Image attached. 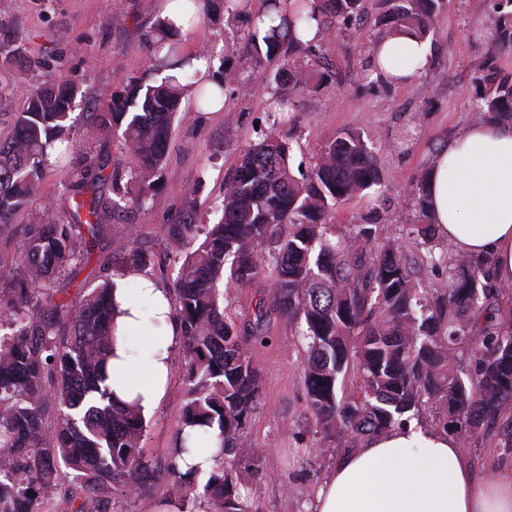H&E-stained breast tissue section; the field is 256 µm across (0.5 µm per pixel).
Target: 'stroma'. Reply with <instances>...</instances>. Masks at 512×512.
I'll list each match as a JSON object with an SVG mask.
<instances>
[{
  "mask_svg": "<svg viewBox=\"0 0 512 512\" xmlns=\"http://www.w3.org/2000/svg\"><path fill=\"white\" fill-rule=\"evenodd\" d=\"M376 3L366 0L358 31L324 35L319 54L330 72L328 81L278 125L265 110L268 69L248 60L242 25L222 16L195 24L183 50L211 51L215 77L234 96V119L229 122L224 113L185 105L184 115L173 125L163 180L147 210L107 212L112 237L151 251L147 275L164 287L175 277V250L161 242L165 229L191 199L201 222L219 220L224 182L242 146L258 132L290 139L297 166L309 164L337 132L350 130L379 150L380 180L338 206L335 234L352 236L357 224L375 220L378 244L401 246L422 287L447 285L446 265L431 264L429 250L409 233L417 220L413 184L432 154L477 119L470 100L493 34L489 0H448L429 38L430 68L423 78L405 85L375 81L367 67ZM157 17V0H0V22L14 31L15 45L25 58L11 64L0 56V138L9 135L11 115L22 108L23 89L61 75L77 91L73 116L79 144L67 160L48 165L41 182L42 197L54 206L67 207L66 186L82 157L101 159L111 168L125 166L116 139H102L92 115L102 111L120 78L153 77L155 60L146 35ZM226 291L227 312L241 324L253 319L258 304L270 303L274 278L268 273L248 284L228 285ZM262 331L265 344L251 351L260 370L261 400L246 428L248 443L261 457L255 467L244 460L234 462L238 491L259 512H311L327 473L345 449L360 447L364 438L353 434L340 442L321 440L307 407L302 371L306 351L295 326L272 312ZM173 369L171 388L147 420L142 440L161 476L170 463L186 399L182 351H175ZM501 439V432L494 430L467 440V458L479 478L512 468V454L501 448Z\"/></svg>",
  "mask_w": 512,
  "mask_h": 512,
  "instance_id": "stroma-1",
  "label": "stroma"
}]
</instances>
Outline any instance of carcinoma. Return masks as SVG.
Listing matches in <instances>:
<instances>
[{"label": "carcinoma", "mask_w": 512, "mask_h": 512, "mask_svg": "<svg viewBox=\"0 0 512 512\" xmlns=\"http://www.w3.org/2000/svg\"><path fill=\"white\" fill-rule=\"evenodd\" d=\"M364 0H266L249 12L236 4L246 28L251 61L274 66L266 109L275 117L329 78L305 39L355 29ZM443 0H378L376 39L411 34L427 38ZM493 39L475 77L473 111L480 121L512 123V73L499 64L512 54V0H492ZM189 33L156 20L149 40L155 71L183 68ZM202 111L224 91L195 79L165 76L120 81L104 111L103 136L121 133L131 188L112 172L114 210L147 209L164 169L172 121L186 88ZM75 89L59 78L23 93L12 133L0 139V234L31 208L21 256L0 265V512H39L62 500L64 512H112V495L136 494L155 474L142 448L145 421L137 406L112 400L106 366L112 357L113 282L68 296L60 280L109 234L101 205L103 164L84 160L74 170L68 217L39 195L47 150L76 145L70 110ZM290 143L271 133L243 148L224 187L222 217L198 224L194 208L168 228L178 269L175 298L186 366V396L171 449L168 503L187 512H255L236 493L226 459H258L245 440L260 403L259 370L251 349L265 343L259 330L266 311L238 326L224 312L221 284L251 283L266 270L276 292L269 309L298 327L306 342L303 375L307 405L322 437L373 436L429 411L435 426L465 438L491 431L512 410V323L504 325L488 259L448 261V288H417L401 247L376 244L377 225H356L347 240L329 235L333 214L379 181L381 159L363 137L343 131L321 148L296 177ZM416 179L410 234L434 239L426 184ZM90 199H85L86 194ZM112 275L146 271L151 254L128 242L114 248ZM471 348L468 358L459 352ZM212 430L219 440L207 481L181 471L176 458L191 452L190 433ZM77 480L82 502L61 493Z\"/></svg>", "instance_id": "1"}]
</instances>
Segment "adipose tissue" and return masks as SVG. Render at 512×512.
I'll list each match as a JSON object with an SVG mask.
<instances>
[{"label": "adipose tissue", "mask_w": 512, "mask_h": 512, "mask_svg": "<svg viewBox=\"0 0 512 512\" xmlns=\"http://www.w3.org/2000/svg\"><path fill=\"white\" fill-rule=\"evenodd\" d=\"M378 75L418 80L429 43L407 35L372 43ZM430 220L457 254L490 257L512 284V124L474 122L429 166ZM115 336L108 365L114 400L153 414L173 381L180 326L167 289L144 276L115 278ZM313 512H512V470L477 481L459 440L409 423L369 438L327 475Z\"/></svg>", "instance_id": "adipose-tissue-1"}]
</instances>
